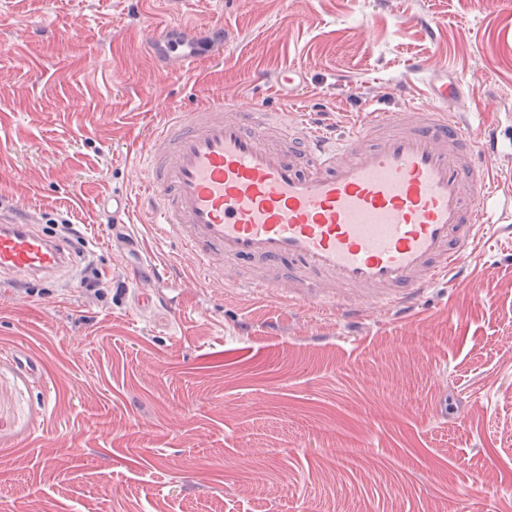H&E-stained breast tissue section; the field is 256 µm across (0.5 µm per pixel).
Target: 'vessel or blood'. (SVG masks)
Instances as JSON below:
<instances>
[{"instance_id": "vessel-or-blood-1", "label": "vessel or blood", "mask_w": 512, "mask_h": 512, "mask_svg": "<svg viewBox=\"0 0 512 512\" xmlns=\"http://www.w3.org/2000/svg\"><path fill=\"white\" fill-rule=\"evenodd\" d=\"M425 109H374L341 135L263 108L169 113L141 156L140 202L157 235L222 288L336 306L354 320L412 311L456 278L512 191L495 184L498 127L467 130L463 83L430 76ZM127 195H112V236L131 249ZM34 216L0 208V277L50 279L73 253ZM237 268L232 278L224 270Z\"/></svg>"}]
</instances>
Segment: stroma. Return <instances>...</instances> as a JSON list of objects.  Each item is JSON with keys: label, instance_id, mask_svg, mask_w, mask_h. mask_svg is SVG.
Returning a JSON list of instances; mask_svg holds the SVG:
<instances>
[{"label": "stroma", "instance_id": "stroma-1", "mask_svg": "<svg viewBox=\"0 0 512 512\" xmlns=\"http://www.w3.org/2000/svg\"><path fill=\"white\" fill-rule=\"evenodd\" d=\"M159 25L204 41L191 74L151 51ZM288 67L296 98L264 85ZM434 68L512 124V0H0V202L80 225L92 256L0 283V512H512V229L412 318L348 321L213 286L170 244L177 287L141 310L102 212L140 198L167 112L222 98L340 131L426 104Z\"/></svg>", "mask_w": 512, "mask_h": 512}]
</instances>
